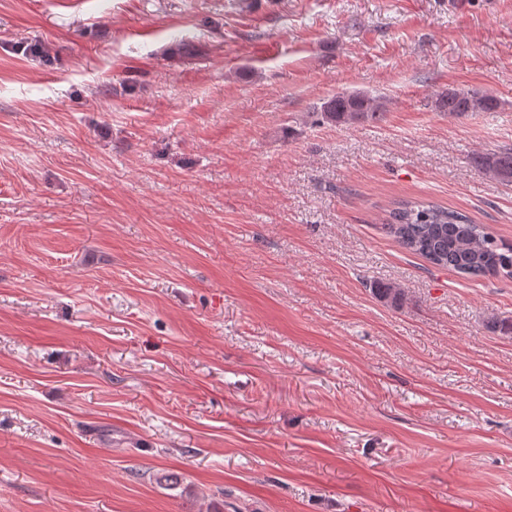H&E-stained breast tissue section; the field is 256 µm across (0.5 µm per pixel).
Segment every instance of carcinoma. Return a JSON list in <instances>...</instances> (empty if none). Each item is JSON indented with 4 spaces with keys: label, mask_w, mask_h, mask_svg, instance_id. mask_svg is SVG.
Listing matches in <instances>:
<instances>
[{
    "label": "carcinoma",
    "mask_w": 512,
    "mask_h": 512,
    "mask_svg": "<svg viewBox=\"0 0 512 512\" xmlns=\"http://www.w3.org/2000/svg\"><path fill=\"white\" fill-rule=\"evenodd\" d=\"M435 106L440 112L463 116L494 112L500 101L490 95L448 88L438 94ZM383 109L378 98L353 91L326 99L315 115L323 123H354L375 120ZM474 164L501 181L512 182V148L481 154ZM385 228L402 249L439 268L466 278H512V244L457 210L431 201L402 200L389 211ZM374 291L379 299L394 306L402 302V292L391 285L380 284Z\"/></svg>",
    "instance_id": "cac0c4a2"
}]
</instances>
